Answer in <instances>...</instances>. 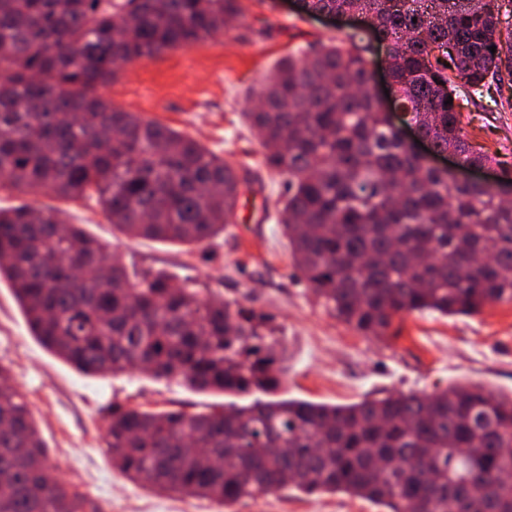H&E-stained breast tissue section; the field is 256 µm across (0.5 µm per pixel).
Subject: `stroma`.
<instances>
[{"mask_svg":"<svg viewBox=\"0 0 512 512\" xmlns=\"http://www.w3.org/2000/svg\"><path fill=\"white\" fill-rule=\"evenodd\" d=\"M239 3L242 15L231 18L223 34L124 64L103 90L112 104L199 140L245 177L236 222L205 250L113 231L93 196L65 202L45 191H1L0 208H59L69 223L118 253L129 271L164 270L176 285L239 302L262 317V333L285 349L277 398L345 405L390 393H431L456 382L512 392V304L493 303L472 316L403 314L376 339L332 316L295 277L276 218L283 178L262 162L263 150L244 117L252 106L248 93L288 53L342 37L350 22L299 15L295 0ZM460 121L476 146L495 153L493 170L512 178V82L491 83L463 101ZM0 364L30 404L54 478L100 512H381L342 494L290 487L227 506L130 481L113 468L106 448L109 406L204 413L263 401L266 393L203 392L142 371L84 374L31 336L6 283H0Z\"/></svg>","mask_w":512,"mask_h":512,"instance_id":"stroma-1","label":"stroma"}]
</instances>
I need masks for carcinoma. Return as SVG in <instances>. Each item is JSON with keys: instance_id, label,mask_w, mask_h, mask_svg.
I'll return each mask as SVG.
<instances>
[{"instance_id": "cac0c4a2", "label": "carcinoma", "mask_w": 512, "mask_h": 512, "mask_svg": "<svg viewBox=\"0 0 512 512\" xmlns=\"http://www.w3.org/2000/svg\"><path fill=\"white\" fill-rule=\"evenodd\" d=\"M501 0H298L302 15H365L337 43L283 58L247 113L263 163L286 177L283 235L295 273L365 336L395 316L475 315L512 303V203L458 183L406 145L371 93L374 45L389 90L437 151L485 167L458 112L468 92L512 78ZM238 0H0V190L96 195L113 227L201 248L235 223L244 179L177 130L99 89L115 64L224 32ZM496 47L491 52L489 47ZM452 103H446L447 97ZM31 335L87 375L145 367L200 390L273 391L278 341L237 302L129 278L108 245L53 209H0V280ZM0 365V512H98L50 481L48 449ZM106 446L133 481L231 505L294 487L383 512H512V393L455 383L350 405L260 401L188 414L112 406Z\"/></svg>"}]
</instances>
